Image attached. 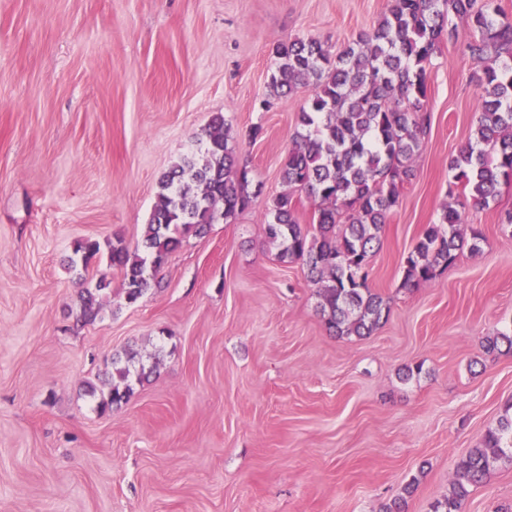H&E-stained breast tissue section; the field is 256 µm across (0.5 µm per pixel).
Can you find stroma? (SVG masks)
<instances>
[{"label": "stroma", "mask_w": 512, "mask_h": 512, "mask_svg": "<svg viewBox=\"0 0 512 512\" xmlns=\"http://www.w3.org/2000/svg\"><path fill=\"white\" fill-rule=\"evenodd\" d=\"M386 8L0 0V512H380L413 479L406 512L448 496L457 459L512 408V351H484L512 328V184L465 212L479 253L402 286L477 126L466 25L427 67L430 124L371 262L387 322L331 335L316 285L265 236L311 94L275 97V46L341 50ZM217 112L260 186L251 204L188 235L135 303L107 263L71 270L77 240L140 243L159 178ZM102 274L103 314L83 323L81 293ZM130 353L146 380L101 409L90 386ZM510 506L503 461L463 512Z\"/></svg>", "instance_id": "1"}]
</instances>
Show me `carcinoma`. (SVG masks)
Returning <instances> with one entry per match:
<instances>
[{"label":"carcinoma","mask_w":512,"mask_h":512,"mask_svg":"<svg viewBox=\"0 0 512 512\" xmlns=\"http://www.w3.org/2000/svg\"><path fill=\"white\" fill-rule=\"evenodd\" d=\"M451 15L476 32L467 50L481 65V114L473 142L448 162V193L462 199L443 209L405 259L403 287L412 288L453 264L464 250H480L481 233L467 235L459 228L465 210L490 207L501 185L512 182V19L499 0H388L383 17L336 54L315 38H294L275 49L271 86L276 95L301 85L312 86L313 94L299 113L301 131L282 163L288 192L273 199L266 234L280 258L301 262L309 281L319 286L320 314L337 336H369L388 315L384 299L366 288L368 268L388 215L415 176L428 129L426 65L442 36L455 35V27L448 26ZM248 186V170L239 164L224 114L218 112L202 129L199 147L159 178L141 244L132 249L120 238L103 244L81 240L70 266L86 271L107 259L122 274L126 301L134 303L181 246L182 236L201 234L249 205ZM295 192L316 203L313 223L304 225L296 217ZM109 286L102 276L83 291V321L101 315ZM503 345L512 350V330L489 338L485 350L492 353ZM133 375L139 382L146 378L144 370L134 372L129 364L115 368L101 405L124 401ZM511 459L512 417H503L459 458L451 491L435 512H462L494 465ZM415 484L410 481L383 512H405Z\"/></svg>","instance_id":"obj_1"}]
</instances>
